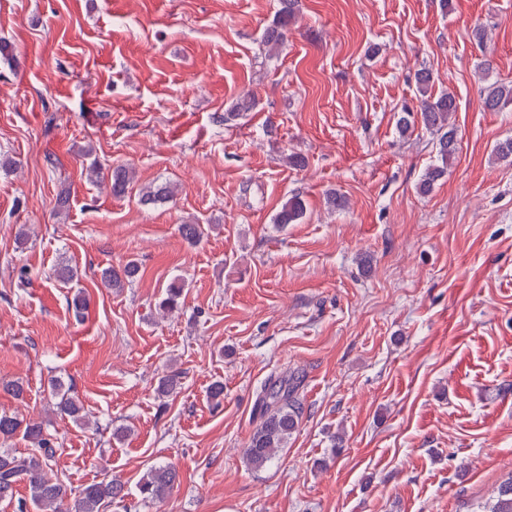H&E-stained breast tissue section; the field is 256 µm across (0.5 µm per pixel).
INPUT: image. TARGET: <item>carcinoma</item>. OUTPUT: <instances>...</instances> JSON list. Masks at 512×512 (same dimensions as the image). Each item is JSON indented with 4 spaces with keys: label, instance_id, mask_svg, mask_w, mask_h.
Instances as JSON below:
<instances>
[{
    "label": "carcinoma",
    "instance_id": "carcinoma-1",
    "mask_svg": "<svg viewBox=\"0 0 512 512\" xmlns=\"http://www.w3.org/2000/svg\"><path fill=\"white\" fill-rule=\"evenodd\" d=\"M293 15V0H281L279 14L263 34L269 49L281 46L286 39L288 23ZM434 84L432 73L422 71L417 76L419 111H404L396 122L400 134H405L419 120L425 127L438 135V164L428 168L420 178L419 190L429 192L434 183L448 170L449 160L457 152V130L452 122L457 110L456 97L451 92L435 96L431 93ZM512 100V87L492 83L486 87L484 105L496 110L506 101ZM86 177L92 183H103L115 197L125 195L131 184L132 174L127 166H116L104 174L101 164L94 160L86 168ZM174 190L167 182L155 183L141 190L140 201L157 204L173 200ZM306 213L304 200L294 195L282 204L275 216L277 224H296ZM140 272V266L129 260L119 267L101 271L100 280L106 288H121L133 281ZM185 284L175 280L165 289L156 306L158 315L168 317L180 309ZM302 379L292 373L279 377L264 386L258 396L263 421L252 435L249 445L243 451V460L250 469H261L275 459L279 450L286 446L295 432L304 408L298 395ZM52 397L57 413L67 415L76 421L87 423L89 418L78 396L59 384H52ZM21 436L30 444L26 455H18L11 449L0 450V502L17 501L18 512H24V501L16 498L17 487L24 482L28 486L30 500L38 512H104L112 501L123 496L124 484L117 478L102 480L82 488L78 495L67 499L64 486L54 473L56 441L44 427V423L33 418L24 419L17 415H0V437L10 439ZM178 479L176 469L169 464L152 465L141 477L137 489L145 500H162L173 489ZM483 512H512V480L502 484L494 502Z\"/></svg>",
    "mask_w": 512,
    "mask_h": 512
}]
</instances>
